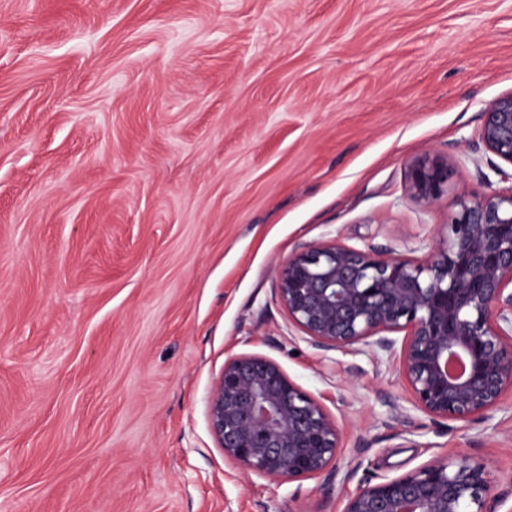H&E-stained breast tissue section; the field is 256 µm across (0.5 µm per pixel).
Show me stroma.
<instances>
[{"mask_svg":"<svg viewBox=\"0 0 512 512\" xmlns=\"http://www.w3.org/2000/svg\"><path fill=\"white\" fill-rule=\"evenodd\" d=\"M510 94L512 0H0V512H342L452 453L512 512V396L433 420L397 360L313 347L273 274L334 238L426 257L461 193L512 190L480 142ZM239 354L336 419L332 478L225 461ZM407 189L413 199L424 205L437 203L448 193V163L438 158L409 165Z\"/></svg>","mask_w":512,"mask_h":512,"instance_id":"35a3bbf8","label":"stroma"}]
</instances>
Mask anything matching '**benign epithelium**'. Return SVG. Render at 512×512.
<instances>
[{
    "mask_svg": "<svg viewBox=\"0 0 512 512\" xmlns=\"http://www.w3.org/2000/svg\"><path fill=\"white\" fill-rule=\"evenodd\" d=\"M480 139L512 181V94L482 112ZM407 189L424 205L448 194V163L409 165ZM433 252L415 260L336 238L275 268L288 318L323 350L400 347L414 403L434 419L486 414L512 392V192L463 193ZM404 333L402 341L390 337ZM224 459L247 474L294 481L323 474L342 448L335 419L265 355L225 360L209 404ZM490 475L469 456L363 482L342 512H492Z\"/></svg>",
    "mask_w": 512,
    "mask_h": 512,
    "instance_id": "obj_1",
    "label": "benign epithelium"
}]
</instances>
